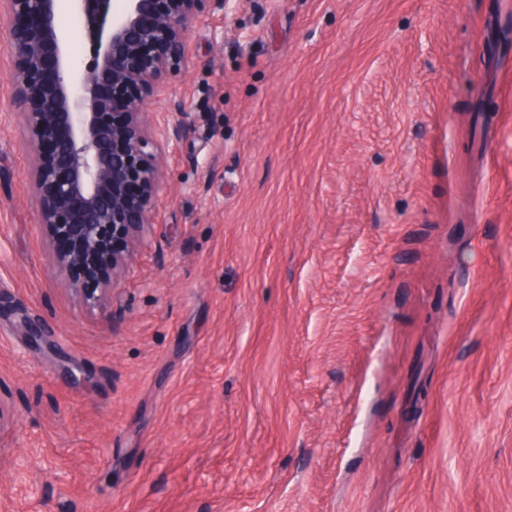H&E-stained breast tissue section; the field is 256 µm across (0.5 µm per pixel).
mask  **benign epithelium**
Segmentation results:
<instances>
[{
    "label": "benign epithelium",
    "instance_id": "benign-epithelium-1",
    "mask_svg": "<svg viewBox=\"0 0 512 512\" xmlns=\"http://www.w3.org/2000/svg\"><path fill=\"white\" fill-rule=\"evenodd\" d=\"M61 0H3L5 49L23 99L15 113L33 151L38 214L52 227L54 260L71 289L99 309L132 265L153 221L160 159L174 147L166 122L144 112L154 82L183 63L186 31L214 6L237 0H68L84 20L92 65L74 75Z\"/></svg>",
    "mask_w": 512,
    "mask_h": 512
}]
</instances>
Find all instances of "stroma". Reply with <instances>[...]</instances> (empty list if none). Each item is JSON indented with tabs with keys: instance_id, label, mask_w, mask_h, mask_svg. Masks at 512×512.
<instances>
[{
	"instance_id": "35a3bbf8",
	"label": "stroma",
	"mask_w": 512,
	"mask_h": 512,
	"mask_svg": "<svg viewBox=\"0 0 512 512\" xmlns=\"http://www.w3.org/2000/svg\"><path fill=\"white\" fill-rule=\"evenodd\" d=\"M495 11L512 0L200 17L146 99L189 114L153 222L93 312L39 221L0 45V512H512Z\"/></svg>"
}]
</instances>
